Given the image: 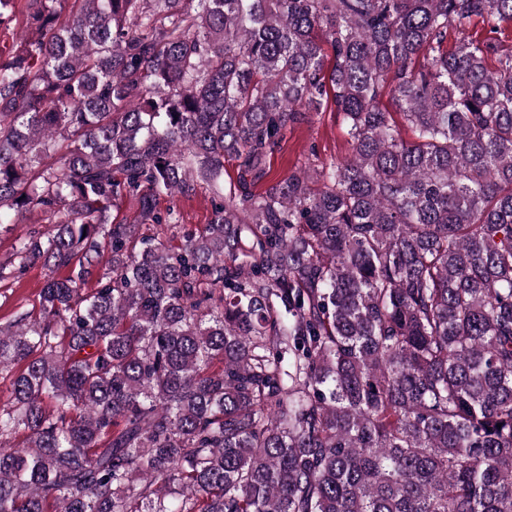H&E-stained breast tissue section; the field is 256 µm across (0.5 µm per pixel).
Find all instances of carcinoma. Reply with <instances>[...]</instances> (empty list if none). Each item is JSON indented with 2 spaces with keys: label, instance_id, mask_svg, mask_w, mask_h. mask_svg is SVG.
<instances>
[{
  "label": "carcinoma",
  "instance_id": "cac0c4a2",
  "mask_svg": "<svg viewBox=\"0 0 512 512\" xmlns=\"http://www.w3.org/2000/svg\"><path fill=\"white\" fill-rule=\"evenodd\" d=\"M61 2L0 53V280L72 271L0 326V512H512V0ZM330 90L351 154L256 190ZM169 207L174 210L184 231H195L201 225L207 224L211 211L210 194L206 189L201 188L190 197L178 195L160 201L162 210ZM49 228L45 216L40 211H31L19 219L18 224H0V262L13 254V246L19 237L34 232L44 233Z\"/></svg>",
  "mask_w": 512,
  "mask_h": 512
}]
</instances>
